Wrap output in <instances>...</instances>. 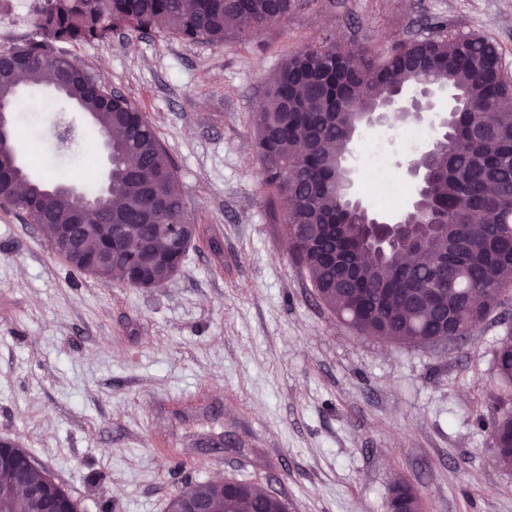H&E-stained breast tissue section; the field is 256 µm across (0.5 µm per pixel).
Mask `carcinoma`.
<instances>
[{
	"label": "carcinoma",
	"mask_w": 512,
	"mask_h": 512,
	"mask_svg": "<svg viewBox=\"0 0 512 512\" xmlns=\"http://www.w3.org/2000/svg\"><path fill=\"white\" fill-rule=\"evenodd\" d=\"M302 0H43L36 11V37L3 50L0 96H14L22 84L38 85L55 71L65 98L95 116L101 137L112 141L118 158L131 168L112 171L109 205L112 223L123 225L112 250L110 272L129 287L126 271L140 279L183 265L185 255L145 266L154 224H187L173 162L154 127L119 94L108 96L89 72L66 67L67 45L106 41L126 30L161 29L186 40L224 44L228 25L253 35L280 24ZM446 86L467 108L448 115L447 134L424 153L427 173L417 208L401 217L420 233L435 237L448 230V259L421 256L403 262L404 242L374 249L366 227L372 212L355 208L335 186L355 129L369 112H379L401 90ZM256 150L263 184L284 216L283 230L293 259L322 303L355 330L396 343H423L431 336L464 333L484 321L494 303L512 289V82L501 72L495 43L477 34H454L442 23L415 41L399 42L386 54L369 48L352 52L325 40L289 55L271 78L256 121ZM0 199L23 211L34 224H68L71 202L46 200L17 191L0 176ZM495 377L512 389V340L501 342ZM496 463L512 469V410L491 424ZM50 473L33 469L11 486L14 512H41L31 488ZM231 496L236 512H288L278 495L238 481ZM392 491L412 512L419 501L405 482ZM224 489L213 482L187 486L167 504L181 512L198 499L219 501Z\"/></svg>",
	"instance_id": "obj_1"
}]
</instances>
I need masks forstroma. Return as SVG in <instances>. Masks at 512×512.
I'll return each instance as SVG.
<instances>
[{
	"mask_svg": "<svg viewBox=\"0 0 512 512\" xmlns=\"http://www.w3.org/2000/svg\"><path fill=\"white\" fill-rule=\"evenodd\" d=\"M38 6L7 0L0 50L33 33ZM437 21L496 43L512 81V0H307L220 46L155 30L70 47L155 127L200 228L174 278L131 288L75 272L0 208V438L81 512H166L185 484L220 479L277 492L289 512H387L400 480L422 512H512V470L496 465L489 430L512 294L448 344L357 332L294 265L254 150L267 85L298 47L331 36L382 53ZM50 99L12 115L24 162L49 185L100 182L95 128ZM411 130L423 133L413 145ZM436 137L416 118L360 130L355 195L389 218L411 208L407 167Z\"/></svg>",
	"mask_w": 512,
	"mask_h": 512,
	"instance_id": "stroma-1",
	"label": "stroma"
}]
</instances>
